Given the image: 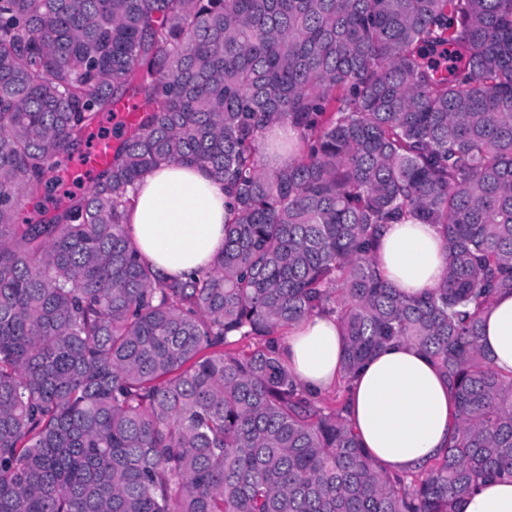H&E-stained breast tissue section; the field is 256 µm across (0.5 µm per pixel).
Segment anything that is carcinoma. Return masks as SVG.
Masks as SVG:
<instances>
[{"instance_id":"carcinoma-1","label":"carcinoma","mask_w":512,"mask_h":512,"mask_svg":"<svg viewBox=\"0 0 512 512\" xmlns=\"http://www.w3.org/2000/svg\"><path fill=\"white\" fill-rule=\"evenodd\" d=\"M128 99L108 163L64 176ZM275 122L298 143L268 171ZM165 162L224 183V249L186 281L125 221ZM406 221L448 260L419 297L376 266ZM502 292L512 0H0V512H455L512 478V374L480 346ZM316 314L343 332L334 407L281 347ZM398 343L459 418L392 474L346 404Z\"/></svg>"}]
</instances>
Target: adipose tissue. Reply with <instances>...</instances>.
<instances>
[{
    "label": "adipose tissue",
    "mask_w": 512,
    "mask_h": 512,
    "mask_svg": "<svg viewBox=\"0 0 512 512\" xmlns=\"http://www.w3.org/2000/svg\"><path fill=\"white\" fill-rule=\"evenodd\" d=\"M127 222L142 258L160 277L187 278L208 267L224 247V186L202 167L164 163L144 176L131 195ZM376 263L403 295L435 287L447 268L434 224H387ZM480 344L494 367L512 373V293L497 294L482 314ZM291 368L308 388L323 391L340 373L338 323L313 316L284 343ZM349 418L363 448L388 473L418 468L443 454L457 418V403L434 364L411 346L373 355L351 382ZM457 512H512V480L481 486Z\"/></svg>",
    "instance_id": "1"
}]
</instances>
